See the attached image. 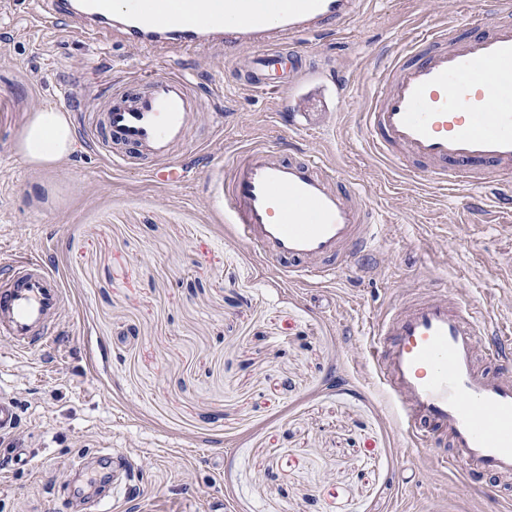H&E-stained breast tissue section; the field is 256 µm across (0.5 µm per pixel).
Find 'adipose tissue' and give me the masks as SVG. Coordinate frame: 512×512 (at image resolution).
<instances>
[{
  "label": "adipose tissue",
  "mask_w": 512,
  "mask_h": 512,
  "mask_svg": "<svg viewBox=\"0 0 512 512\" xmlns=\"http://www.w3.org/2000/svg\"><path fill=\"white\" fill-rule=\"evenodd\" d=\"M75 149V133L69 112L48 107L35 112L16 147L20 159L33 169L55 168Z\"/></svg>",
  "instance_id": "adipose-tissue-1"
}]
</instances>
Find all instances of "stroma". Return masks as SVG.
Listing matches in <instances>:
<instances>
[{"label": "stroma", "mask_w": 512, "mask_h": 512, "mask_svg": "<svg viewBox=\"0 0 512 512\" xmlns=\"http://www.w3.org/2000/svg\"><path fill=\"white\" fill-rule=\"evenodd\" d=\"M457 0H365L337 36L303 40L288 92L237 82L223 49L146 56L103 29L37 22V0L0 9V259L32 256L69 298L60 343L15 355L0 337V391L29 451L0 467V512H67L79 456L133 461L120 512H512V479L469 482L439 452L408 450L366 350L371 322L436 295L512 320V210L490 189L448 190L375 157L359 124L374 74L408 26ZM194 75L206 109L177 152L186 180L159 185L77 141L65 165L15 154L30 117L73 123L96 92L144 69ZM264 146L319 156L366 195L381 227L363 267L289 283L237 241L218 204L226 160Z\"/></svg>", "instance_id": "35a3bbf8"}]
</instances>
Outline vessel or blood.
Here are the masks:
<instances>
[{"instance_id":"b4317fda","label":"vessel or blood","mask_w":512,"mask_h":512,"mask_svg":"<svg viewBox=\"0 0 512 512\" xmlns=\"http://www.w3.org/2000/svg\"><path fill=\"white\" fill-rule=\"evenodd\" d=\"M47 13L75 31L111 29L144 50L176 46L249 49L243 84L287 89L300 69L295 45L308 35L340 33L364 0H42ZM498 15L461 36L460 24H426L405 37L360 114L371 148L390 164L426 174L444 188L512 186V107L503 104L502 75L512 73V0ZM204 100L190 78L145 74L87 125L111 165L147 159L151 181H179L175 149L184 144ZM223 187L224 217L238 241L256 249L282 275L325 282L373 246L375 210L334 166L253 147L233 157ZM65 296L44 262L19 257L0 274V335L15 351L46 347L58 336ZM486 332L484 351L477 336ZM370 361L400 404L412 446L454 448L443 465L465 478L512 475V377L486 363L512 360V329L488 325L475 307L429 297L380 315L371 328ZM15 402L0 395V434L16 429ZM112 487L126 494L133 463L103 452Z\"/></svg>"}]
</instances>
